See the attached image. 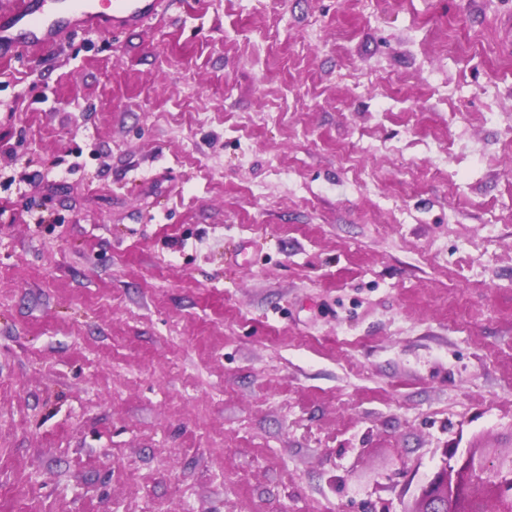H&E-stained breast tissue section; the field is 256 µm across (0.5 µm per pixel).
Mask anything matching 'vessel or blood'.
Here are the masks:
<instances>
[{
	"instance_id": "obj_1",
	"label": "vessel or blood",
	"mask_w": 512,
	"mask_h": 512,
	"mask_svg": "<svg viewBox=\"0 0 512 512\" xmlns=\"http://www.w3.org/2000/svg\"><path fill=\"white\" fill-rule=\"evenodd\" d=\"M164 0H10L0 8V58L36 55L94 23L115 31L156 17Z\"/></svg>"
}]
</instances>
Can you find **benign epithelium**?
I'll return each instance as SVG.
<instances>
[{
  "label": "benign epithelium",
  "mask_w": 512,
  "mask_h": 512,
  "mask_svg": "<svg viewBox=\"0 0 512 512\" xmlns=\"http://www.w3.org/2000/svg\"><path fill=\"white\" fill-rule=\"evenodd\" d=\"M512 509V448L449 452L407 512H509Z\"/></svg>",
  "instance_id": "benign-epithelium-1"
}]
</instances>
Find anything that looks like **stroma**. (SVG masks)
<instances>
[{
	"label": "stroma",
	"mask_w": 512,
	"mask_h": 512,
	"mask_svg": "<svg viewBox=\"0 0 512 512\" xmlns=\"http://www.w3.org/2000/svg\"><path fill=\"white\" fill-rule=\"evenodd\" d=\"M507 17L168 0L0 60V512H405L512 446Z\"/></svg>",
	"instance_id": "obj_1"
}]
</instances>
